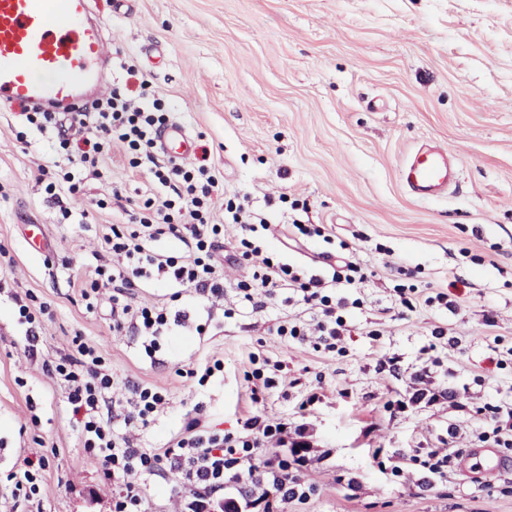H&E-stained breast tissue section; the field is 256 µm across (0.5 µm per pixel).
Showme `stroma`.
Wrapping results in <instances>:
<instances>
[{
  "label": "stroma",
  "instance_id": "obj_1",
  "mask_svg": "<svg viewBox=\"0 0 512 512\" xmlns=\"http://www.w3.org/2000/svg\"><path fill=\"white\" fill-rule=\"evenodd\" d=\"M94 9L112 41L109 81L128 65L166 97L170 122L186 129L194 157H207L219 180L216 213L224 193L249 195L269 224H319L352 243L371 275L360 286L364 306L347 310L342 356L271 336L278 317L302 312L283 297L228 318L206 314L189 294L174 301L170 289L136 286L134 301L190 318L150 362L138 337L113 332L108 297L90 305L80 292L94 267L112 261L105 238L113 225L128 223L152 193L148 172L130 169L123 147L110 143L79 192L55 204L38 181L39 166L55 158L50 140L25 132L20 108L1 111L0 278L48 310L32 346L0 298V512H112L111 487L83 458L66 388L43 369L77 336L102 348L118 379L167 390L156 424L131 430L135 445L164 446L199 402L203 421L227 433L242 432L251 411L304 418L317 448L302 470L313 490L283 512H512V449H501L492 485L454 469L446 486L422 494L412 488L419 466L383 472L371 459L377 448L477 447L479 407L512 400V0H96ZM424 142L448 149L458 167L456 184L428 201L400 176ZM112 186L119 198L108 196ZM282 192L301 209L267 205ZM64 206L82 222L63 223ZM32 224L43 245L29 238ZM262 240L323 273L319 254L329 244L321 238L299 248L277 234ZM400 266L416 272L421 299L411 309L394 303ZM438 292L454 310L425 304ZM391 356L400 374L385 365ZM212 358L223 375L203 385L189 376ZM256 359L279 384L254 407L244 374ZM422 366L459 407L421 403L389 414L385 402L404 398ZM33 448L49 456L38 508L15 501L7 479Z\"/></svg>",
  "mask_w": 512,
  "mask_h": 512
}]
</instances>
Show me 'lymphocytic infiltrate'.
Here are the masks:
<instances>
[{
  "label": "lymphocytic infiltrate",
  "instance_id": "lymphocytic-infiltrate-1",
  "mask_svg": "<svg viewBox=\"0 0 512 512\" xmlns=\"http://www.w3.org/2000/svg\"><path fill=\"white\" fill-rule=\"evenodd\" d=\"M140 88L134 101L127 83H115L110 97L87 106L79 125L88 135L79 143L70 138L59 113L23 114L29 125L55 137L60 160L39 173L50 198H57L63 188L77 192L80 173L97 169L108 141L123 144L130 168L151 166L156 187L167 191L162 201L144 200L136 227H113L105 240L111 264L96 266L89 274L93 288L112 291L113 332L141 336L150 355L158 350V338L168 323L184 320L182 314H168L162 305L129 304L127 292L136 283L189 288L210 303L223 298L220 247L225 225L236 224L241 234L233 258L256 266L251 277L235 285L239 301L260 310L266 299L289 291L292 301L312 311L317 321L310 328L300 320H282L274 324L273 334L284 340L311 339L317 351H337L348 331L345 311L364 304L348 293L369 278V269L340 256L329 264L327 275H311L267 253L255 233L268 222L250 208L248 198L230 196L223 215H216L213 195L218 180L205 161L190 167L157 163L155 137L168 121V107L148 81H141ZM163 236L180 241V249L155 250L154 242ZM72 345V353L48 370L68 387L84 459L112 485V512H146L142 484L153 476L179 491V512H276L279 504L308 498L300 475L312 453L305 424L252 414L246 417L242 434L234 435L212 431L193 418L165 447H134L126 428L148 429L166 405V393L145 383L118 382L96 347L78 336ZM48 465L45 454L25 456L9 476L13 497L41 503L42 474Z\"/></svg>",
  "mask_w": 512,
  "mask_h": 512
}]
</instances>
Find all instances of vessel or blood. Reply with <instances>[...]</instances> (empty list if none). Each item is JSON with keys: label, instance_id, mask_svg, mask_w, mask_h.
I'll return each instance as SVG.
<instances>
[{"label": "vessel or blood", "instance_id": "b4317fda", "mask_svg": "<svg viewBox=\"0 0 512 512\" xmlns=\"http://www.w3.org/2000/svg\"><path fill=\"white\" fill-rule=\"evenodd\" d=\"M111 60L91 0H0V106L24 104L77 116L88 94L103 95ZM163 153L190 155L193 140L178 125L160 134ZM458 171L448 153L421 146L406 160L402 178L410 193L429 200L447 192ZM503 466L492 448H470L458 469L481 481L493 480Z\"/></svg>", "mask_w": 512, "mask_h": 512}]
</instances>
